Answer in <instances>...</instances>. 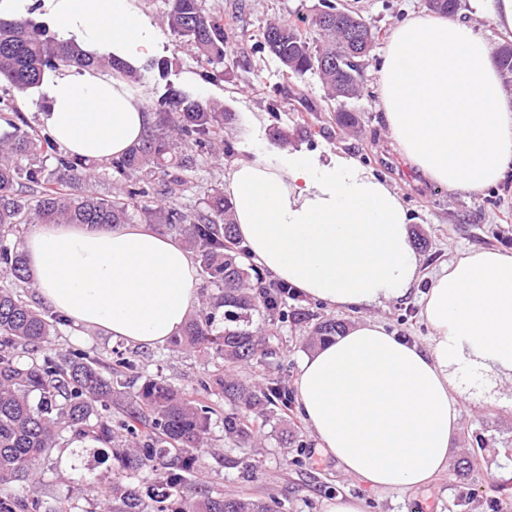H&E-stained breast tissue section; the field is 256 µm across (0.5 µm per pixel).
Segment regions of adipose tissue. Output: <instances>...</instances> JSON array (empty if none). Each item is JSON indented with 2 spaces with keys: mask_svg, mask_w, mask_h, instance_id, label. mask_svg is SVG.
Returning <instances> with one entry per match:
<instances>
[{
  "mask_svg": "<svg viewBox=\"0 0 512 512\" xmlns=\"http://www.w3.org/2000/svg\"><path fill=\"white\" fill-rule=\"evenodd\" d=\"M54 27L89 54L134 64L152 50L133 0H42ZM492 49L465 24L408 14L377 70L388 136L430 183L481 192L512 168V107ZM42 126L65 153L106 162L146 132L151 114L124 80L94 69L45 71ZM224 178L236 232L252 261L331 309L405 297L418 259L401 197L343 155L321 162L270 153ZM21 250L42 302L74 329L161 345L199 307L191 254L147 224H37ZM428 349L364 319L304 357L298 404L318 449L379 491L414 492L447 468L457 397L512 378V253L463 254L421 300Z\"/></svg>",
  "mask_w": 512,
  "mask_h": 512,
  "instance_id": "1",
  "label": "adipose tissue"
}]
</instances>
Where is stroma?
Returning a JSON list of instances; mask_svg holds the SVG:
<instances>
[{"label": "stroma", "mask_w": 512, "mask_h": 512, "mask_svg": "<svg viewBox=\"0 0 512 512\" xmlns=\"http://www.w3.org/2000/svg\"><path fill=\"white\" fill-rule=\"evenodd\" d=\"M351 5L377 27L380 36L365 60L364 89L346 103L329 100L318 75L287 76L279 61L260 49L268 23L311 17L320 0H207L215 13L235 17L232 36L247 35L250 48L244 61L225 60L221 65L201 63L193 46L173 35L164 22L170 0H137L140 14L154 34L152 56L164 60L165 73L146 74L132 94L150 102L162 84L185 88L203 101L231 113L224 139L231 153L206 145L195 149L198 159L193 174L195 190L184 205L203 207L208 196L223 190L230 165L244 158L246 138L260 140L267 149L306 152L325 158L341 153L372 169L402 198L410 218V232L419 259L420 280L400 299L354 310H333L301 295L288 299L285 319L268 321L254 315L253 326L268 335L274 352L273 366L246 369L248 378L275 376L294 386L306 345L316 322L341 320L353 326L364 319L383 324L420 347L430 342V330L420 314V301L436 273L461 254L479 248L512 252V170L495 188L481 192L448 191L430 185L399 156L388 137L380 109L377 65L392 28L408 12L426 10V0H340ZM457 19L492 47L506 41L491 19L490 0H461ZM354 112L352 127L336 123L339 107ZM44 351H85L98 356L104 374H111L118 357L130 358L134 370L120 380L126 393H135L149 378L164 377L180 389L195 392L207 369L216 360L171 350L169 345L147 347L125 343L91 330L76 335L65 323L57 325ZM214 412L210 433L215 454L202 458L198 475L214 491L234 496L248 491L264 500H276L279 512H324L326 502L337 496L363 501L365 512H491V499L500 488L512 490V384L476 387L459 396L460 431L450 452L448 468L426 489L410 492H378L342 472L334 458L323 455L297 407L281 411L266 427L256 448L242 453L224 440V402L209 400ZM478 458L481 467L473 479H461L458 466ZM249 460L256 466L250 481L228 460ZM111 451L84 448L79 456L52 451L41 470V496L45 502L71 498L91 512L98 488L112 475Z\"/></svg>", "instance_id": "stroma-1"}]
</instances>
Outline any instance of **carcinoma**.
Returning a JSON list of instances; mask_svg holds the SVG:
<instances>
[{
  "label": "carcinoma",
  "mask_w": 512,
  "mask_h": 512,
  "mask_svg": "<svg viewBox=\"0 0 512 512\" xmlns=\"http://www.w3.org/2000/svg\"><path fill=\"white\" fill-rule=\"evenodd\" d=\"M430 10L452 16L460 0H428ZM172 33L189 42L208 64L238 57L229 31L233 20L213 13L206 0H171L166 16ZM318 34L311 40L300 24ZM379 38L378 29L345 6L321 0L311 18L270 23L261 48L268 49L293 76L319 75L330 99L361 93V62ZM505 83H512V44L495 55ZM106 68L133 88L143 72L166 69L152 59L142 70L112 55L93 56L75 44L49 37L30 17L0 18V79L19 92L39 83L46 68ZM152 110L156 116L143 140L103 164L119 182L105 199L90 189L97 166L57 153L45 134L23 118L0 116L10 131L0 135V512H85L65 499L52 506L40 496L41 465L70 434L73 442L112 449V477L101 512H275L265 500L213 494L196 471L209 442L213 408L165 379H149L132 397L105 376L101 360L82 351L39 354L56 321L33 307L20 292L30 284L24 256L11 237L26 224H132L141 217L160 232H176L189 244L204 278L216 293L201 303L172 347L189 354H214L224 367L200 382L205 395L224 398V438L240 449L253 448L258 432L276 411L289 408L288 388L270 377L250 383L235 377L240 365L270 364L273 352L252 329L254 314L282 316L283 296L247 262L233 222L232 204L221 194L203 209L181 208L172 200L192 192L188 173L196 164L187 147L218 136L229 120L224 111L191 93L164 85ZM55 153V167L43 159ZM170 200L150 207V194ZM223 313L224 328L217 326ZM344 331V324H316L313 348ZM123 411L112 416V407ZM149 468L155 480L140 477Z\"/></svg>",
  "instance_id": "obj_1"
}]
</instances>
